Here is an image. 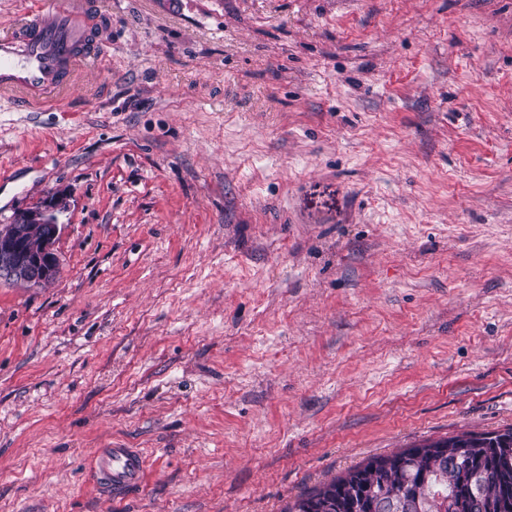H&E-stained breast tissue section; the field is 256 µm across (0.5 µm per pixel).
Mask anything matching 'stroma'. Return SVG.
Returning <instances> with one entry per match:
<instances>
[{
	"instance_id": "1",
	"label": "stroma",
	"mask_w": 512,
	"mask_h": 512,
	"mask_svg": "<svg viewBox=\"0 0 512 512\" xmlns=\"http://www.w3.org/2000/svg\"><path fill=\"white\" fill-rule=\"evenodd\" d=\"M97 5L111 69L0 95V225L69 197L0 285V512H282L512 427V0ZM67 206V194L56 191L40 205L18 211L11 224L0 225V283L39 288L57 279L60 269L55 244L60 228L56 214ZM35 230L38 248L31 250L28 242ZM98 448L91 459L93 473L101 489L120 497L140 486L145 472V458L138 448Z\"/></svg>"
}]
</instances>
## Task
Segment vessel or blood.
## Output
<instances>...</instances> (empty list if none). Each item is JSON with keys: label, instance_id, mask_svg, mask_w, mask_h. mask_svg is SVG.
<instances>
[{"label": "vessel or blood", "instance_id": "b4317fda", "mask_svg": "<svg viewBox=\"0 0 512 512\" xmlns=\"http://www.w3.org/2000/svg\"><path fill=\"white\" fill-rule=\"evenodd\" d=\"M94 7L93 0H39L36 10L0 30V92L46 109L82 66L102 62ZM91 465L101 489L116 497L143 482L145 458L136 448L97 449Z\"/></svg>", "mask_w": 512, "mask_h": 512}]
</instances>
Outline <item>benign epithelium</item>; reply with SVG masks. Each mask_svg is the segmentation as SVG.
Returning a JSON list of instances; mask_svg holds the SVG:
<instances>
[{
	"instance_id": "obj_1",
	"label": "benign epithelium",
	"mask_w": 512,
	"mask_h": 512,
	"mask_svg": "<svg viewBox=\"0 0 512 512\" xmlns=\"http://www.w3.org/2000/svg\"><path fill=\"white\" fill-rule=\"evenodd\" d=\"M67 206V194L56 191L39 205L18 211L11 223L0 225V283L39 288L57 279L60 269L55 244L60 228L56 214ZM35 231L39 233L38 248L32 250L28 242Z\"/></svg>"
}]
</instances>
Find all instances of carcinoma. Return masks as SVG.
<instances>
[{
    "mask_svg": "<svg viewBox=\"0 0 512 512\" xmlns=\"http://www.w3.org/2000/svg\"><path fill=\"white\" fill-rule=\"evenodd\" d=\"M285 512H512V427L369 457Z\"/></svg>",
    "mask_w": 512,
    "mask_h": 512,
    "instance_id": "1",
    "label": "carcinoma"
}]
</instances>
